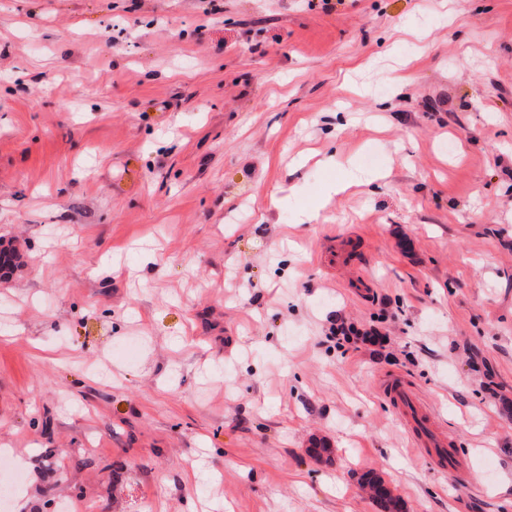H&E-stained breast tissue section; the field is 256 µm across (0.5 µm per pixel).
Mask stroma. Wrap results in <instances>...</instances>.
Listing matches in <instances>:
<instances>
[{
	"instance_id": "35a3bbf8",
	"label": "stroma",
	"mask_w": 512,
	"mask_h": 512,
	"mask_svg": "<svg viewBox=\"0 0 512 512\" xmlns=\"http://www.w3.org/2000/svg\"><path fill=\"white\" fill-rule=\"evenodd\" d=\"M217 3L0 0L4 512H512V0ZM385 392L389 400L410 418L417 444L421 447L423 443L427 447L422 449L427 452L431 462L440 469L456 472L459 469L457 456L446 448V437L430 429L428 418L417 408L409 386L402 380L391 379L385 384ZM362 484L369 492V499L382 512H401L399 509L402 499L387 487L388 484L381 475L368 472L363 476Z\"/></svg>"
}]
</instances>
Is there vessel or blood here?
Returning a JSON list of instances; mask_svg holds the SVG:
<instances>
[{
	"instance_id": "1",
	"label": "vessel or blood",
	"mask_w": 512,
	"mask_h": 512,
	"mask_svg": "<svg viewBox=\"0 0 512 512\" xmlns=\"http://www.w3.org/2000/svg\"><path fill=\"white\" fill-rule=\"evenodd\" d=\"M385 392L389 400L410 418L416 440L424 444L431 462L440 469L457 471L459 468L457 456L448 448L446 437L430 429L428 418L417 408L409 386L401 380L392 379L386 383Z\"/></svg>"
}]
</instances>
